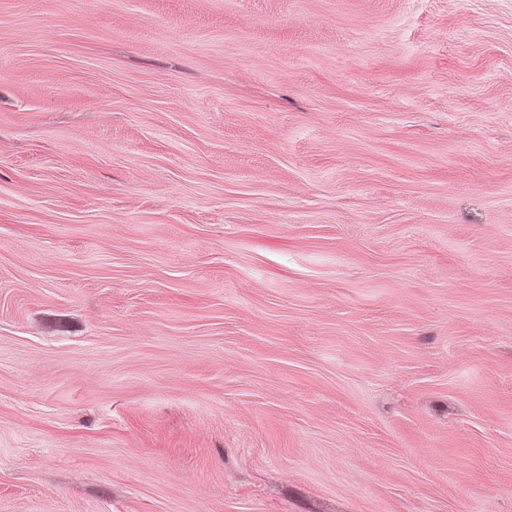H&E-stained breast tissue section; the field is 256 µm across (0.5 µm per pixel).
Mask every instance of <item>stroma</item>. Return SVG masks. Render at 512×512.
I'll return each mask as SVG.
<instances>
[{"instance_id": "stroma-1", "label": "stroma", "mask_w": 512, "mask_h": 512, "mask_svg": "<svg viewBox=\"0 0 512 512\" xmlns=\"http://www.w3.org/2000/svg\"><path fill=\"white\" fill-rule=\"evenodd\" d=\"M0 512H512V0H0Z\"/></svg>"}]
</instances>
